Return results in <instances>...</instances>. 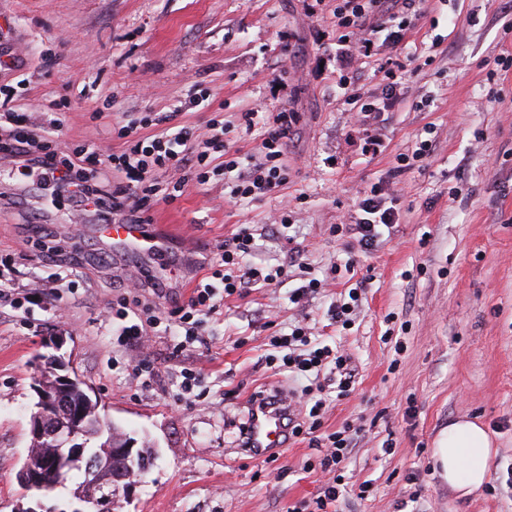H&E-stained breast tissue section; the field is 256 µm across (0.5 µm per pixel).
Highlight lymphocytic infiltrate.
Here are the masks:
<instances>
[{
	"mask_svg": "<svg viewBox=\"0 0 512 512\" xmlns=\"http://www.w3.org/2000/svg\"><path fill=\"white\" fill-rule=\"evenodd\" d=\"M423 3L424 0H336L334 15L340 42L364 57L371 56L378 44L388 53L382 65L384 93L376 96L354 89L346 96L361 118L390 111L394 88L405 78L409 65L416 62L412 56L399 59L398 53L412 21L423 16ZM373 15L380 16V23H370ZM243 120L247 128L259 126L264 130L258 157L230 155L220 138L211 139L204 150L193 149L192 129L167 125L162 116L151 118L154 131L149 135L141 134L135 124L119 127L117 136L123 139L124 147L116 153L94 143L60 148L61 117L18 112L7 106L0 110V158L13 162L20 179H28L36 172L50 175L53 190L64 192L70 205V223H82L91 214L100 224L118 219L149 224L156 204L176 200L189 182H208L209 165L217 154L225 158L222 172L232 198L272 195L287 184L284 157L296 114L285 108L274 112L253 110L244 113ZM158 170L177 172L178 177L167 182L156 180L154 173ZM398 220L399 213L388 204L383 187L375 184L358 202L353 222L336 225L334 231L351 235L361 251L369 252ZM254 242L251 225H240L202 263L203 273L195 280L188 299L171 302L167 310H156L144 301L146 289L142 281L123 287L112 303V316L123 323L120 334L125 344L143 353L131 368V380L145 388L151 385L153 366L144 356L150 337L177 335L173 351L181 353L202 342L208 319L225 298L244 296L251 288L287 275L284 264L270 270L247 265L244 257ZM271 344L280 351L279 371L310 380L289 403L288 437L308 439L318 449L317 459L306 461L305 467L325 477L312 502L301 503L289 512H335L341 493L338 471L349 454L353 426L348 423L334 432H322L323 403L312 399L311 383L322 372L334 373L337 394L346 395L353 383L351 359L340 350L315 343L310 326L302 322L294 325L290 333L272 336Z\"/></svg>",
	"mask_w": 512,
	"mask_h": 512,
	"instance_id": "1",
	"label": "lymphocytic infiltrate"
}]
</instances>
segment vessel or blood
I'll return each instance as SVG.
<instances>
[{
  "label": "vessel or blood",
  "mask_w": 512,
  "mask_h": 512,
  "mask_svg": "<svg viewBox=\"0 0 512 512\" xmlns=\"http://www.w3.org/2000/svg\"><path fill=\"white\" fill-rule=\"evenodd\" d=\"M102 236L110 239L114 248L137 252L149 259L160 257L167 248L166 236L145 232L141 225L119 222L101 225ZM288 416V399L277 394L274 401L253 400L250 404L245 434L240 440L242 451L255 456L277 452L288 444L285 428Z\"/></svg>",
  "instance_id": "vessel-or-blood-1"
}]
</instances>
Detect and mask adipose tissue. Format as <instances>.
<instances>
[{"mask_svg":"<svg viewBox=\"0 0 512 512\" xmlns=\"http://www.w3.org/2000/svg\"><path fill=\"white\" fill-rule=\"evenodd\" d=\"M492 453L493 442L483 425L459 419L439 432L432 459L450 488L469 494L485 483Z\"/></svg>","mask_w":512,"mask_h":512,"instance_id":"adipose-tissue-1","label":"adipose tissue"}]
</instances>
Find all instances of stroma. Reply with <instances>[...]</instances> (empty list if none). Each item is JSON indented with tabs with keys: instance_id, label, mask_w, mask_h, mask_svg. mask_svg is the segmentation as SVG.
I'll use <instances>...</instances> for the list:
<instances>
[{
	"instance_id": "obj_1",
	"label": "stroma",
	"mask_w": 512,
	"mask_h": 512,
	"mask_svg": "<svg viewBox=\"0 0 512 512\" xmlns=\"http://www.w3.org/2000/svg\"><path fill=\"white\" fill-rule=\"evenodd\" d=\"M335 7L322 0L312 15L303 0H0V87H10L14 109L64 113L65 144L103 142L118 151L113 128L170 114L200 142L220 118L230 149L254 154L260 131L246 129L242 112L258 105L299 115L279 197L234 203L214 176L153 207L155 225L173 234L161 292L150 302L184 300L206 254L241 224L258 230L249 263L270 268L293 250L325 282L302 305L290 299L299 285L292 278L225 298L206 343L177 355L169 337H156L145 391L127 376L136 352L106 319L122 284L140 278V259L113 253L93 224L43 207V187L0 178V259L15 285L54 273L48 249L72 239L82 246L84 272L77 292L61 291L63 317L0 305V512L30 500L16 475L39 358L51 354L91 386L107 422L155 452L134 492L116 494L112 512H288L312 499L321 482L303 468L316 455L308 442H289L269 463L237 448L253 395L300 388L266 357L271 335L302 319L355 368L347 396L332 385L321 393L324 431L365 427L341 465L347 488L338 512H512L511 487L466 495L429 464L437 433L468 417L495 443L488 483L512 465V70L497 63L512 54V31L501 22L512 0H426L405 45L425 66L397 87L395 111L363 125L343 102L340 73L376 95L385 83L374 59L337 54ZM199 91L205 102L188 108ZM369 127L381 151L369 149ZM419 137L431 141L430 155L397 171V155ZM382 181L397 198L399 222L347 272L336 265L343 240L332 228ZM281 213L288 227L273 226ZM32 216L47 234L29 225ZM360 277L353 325H331L329 306L346 300ZM269 317L275 324L267 331ZM185 369L199 375L188 399L179 388ZM365 481L370 494L362 499L355 487ZM414 483L416 503L408 500Z\"/></svg>"
}]
</instances>
